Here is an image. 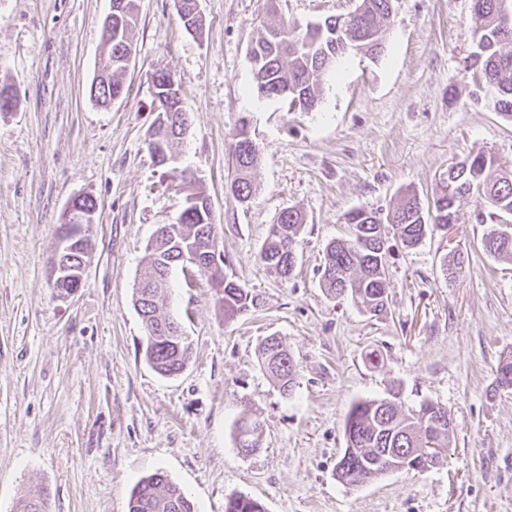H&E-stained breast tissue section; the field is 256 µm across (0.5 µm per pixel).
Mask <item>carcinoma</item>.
Returning a JSON list of instances; mask_svg holds the SVG:
<instances>
[{
  "instance_id": "obj_1",
  "label": "carcinoma",
  "mask_w": 512,
  "mask_h": 512,
  "mask_svg": "<svg viewBox=\"0 0 512 512\" xmlns=\"http://www.w3.org/2000/svg\"><path fill=\"white\" fill-rule=\"evenodd\" d=\"M123 11L113 15L112 35L107 38L109 51L101 63L107 85L122 88L125 69L121 60L134 49L139 14V0H123ZM477 20V51L473 65L480 78L495 87L499 98L495 108L512 119V28L504 29L502 17L512 12V0H472ZM394 13V0H360L351 19L338 16L310 22L301 27L281 19L264 26L252 43L251 53L256 60L254 80L257 94L271 100H284L287 110L311 112L318 108L325 77L336 66V56L351 51L379 55L384 51L385 26ZM170 130L165 132L166 148L185 133L183 116L172 111ZM233 180L238 184L236 200L253 198L256 186L254 170L259 154L250 151H229ZM184 196L197 199L195 205L183 203L178 219L176 238L159 235L156 250L138 275L134 289V305L144 323L147 362L161 375H175L190 359V344L183 336L181 323L160 304V292L168 287L173 268L180 265L179 247L186 241L202 242L218 235L205 211L204 191L184 183L179 185ZM473 196L479 206L488 210V217L512 214V165H504L493 156L477 154L467 157L461 167L448 174L447 186L433 196L434 214L421 207L414 195L405 196L385 218H377L379 210L358 208L347 214L350 235L333 240L324 250L321 281L327 292L335 297L349 295L373 316L387 312L390 284V258L395 249H411L436 230L446 231L456 223L457 199ZM304 224L302 213L288 208L278 222L271 225L262 244L260 260L268 273L288 279L296 268L291 255ZM483 251L491 257L512 262V235L490 232L482 239ZM228 260L210 262L202 275L208 283L222 286L217 298L224 319L233 320L254 305L255 296L235 275L224 272ZM261 367L285 395L296 387L297 367L283 341L263 340L260 349ZM402 390L391 387L387 396L369 398L355 403L345 424L346 447L336 465L340 483L351 485L360 478L381 474L378 462L384 454L408 458V468L424 470L426 465L417 451L431 439L448 448L453 421L448 410L438 403L424 401L415 410H404ZM261 423L242 418L236 426L237 447L244 454L259 447ZM50 493L19 503V512H49ZM128 512H195L182 489L171 482L161 470L142 479L133 489ZM224 512H265L263 505L249 497L239 496L224 503Z\"/></svg>"
}]
</instances>
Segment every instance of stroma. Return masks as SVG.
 I'll return each instance as SVG.
<instances>
[{
    "label": "stroma",
    "instance_id": "35a3bbf8",
    "mask_svg": "<svg viewBox=\"0 0 512 512\" xmlns=\"http://www.w3.org/2000/svg\"><path fill=\"white\" fill-rule=\"evenodd\" d=\"M359 0H277L298 25L353 11ZM110 0H0V512L50 493L49 512H128L137 482L164 471L196 512H224L235 496L265 512H512V390L498 388L512 352V263L489 257L490 224L462 200L448 233L396 250L387 314L371 316L320 283L326 245L347 237V214L428 204L449 166L485 153L512 161V119L470 68L471 0H396L378 57L347 55L326 79L318 111L257 99L248 49L266 21L265 0H200L202 35L189 34L174 0H140L124 92L109 107L89 89L107 48ZM180 85L189 125L176 167L146 148L154 120L150 76ZM259 150L257 194L237 203L227 143L241 118ZM191 169L211 199L230 272L258 303L225 321L204 277L175 270L163 294L192 353L178 376L144 357L133 305L137 273L157 228L177 223L175 184ZM96 199L85 282L57 298L49 271L68 201ZM305 222L288 280L271 276L261 245L280 213ZM469 260L455 277L452 247ZM280 336L298 365L282 395L260 366L266 336ZM403 389L453 420L448 459L424 472L338 483L345 422L355 402ZM262 424L245 456L236 423Z\"/></svg>",
    "mask_w": 512,
    "mask_h": 512
}]
</instances>
